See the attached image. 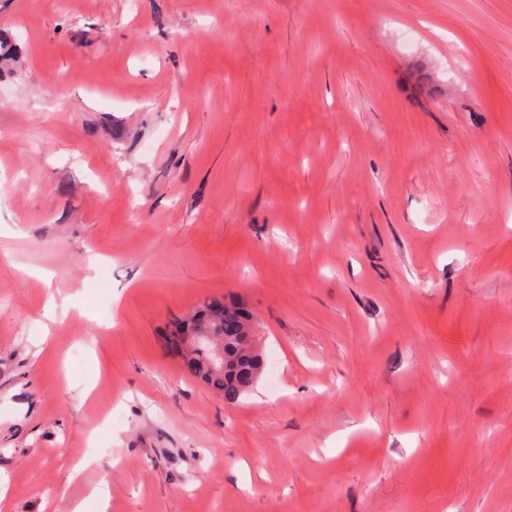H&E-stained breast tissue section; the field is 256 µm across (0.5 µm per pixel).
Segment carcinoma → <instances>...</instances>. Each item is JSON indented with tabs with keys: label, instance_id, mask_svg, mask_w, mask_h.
<instances>
[{
	"label": "carcinoma",
	"instance_id": "carcinoma-1",
	"mask_svg": "<svg viewBox=\"0 0 512 512\" xmlns=\"http://www.w3.org/2000/svg\"><path fill=\"white\" fill-rule=\"evenodd\" d=\"M251 314L240 303H224L213 300L188 318L173 323L168 337L181 335L192 324L201 334L224 332V353L232 357L238 366L220 372L214 346L203 341L193 350L181 352V363L188 375L202 380L220 394L227 406L237 405L255 387L264 369V357L260 349L242 344L240 337L251 331Z\"/></svg>",
	"mask_w": 512,
	"mask_h": 512
}]
</instances>
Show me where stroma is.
Wrapping results in <instances>:
<instances>
[{
  "mask_svg": "<svg viewBox=\"0 0 512 512\" xmlns=\"http://www.w3.org/2000/svg\"><path fill=\"white\" fill-rule=\"evenodd\" d=\"M208 297L235 406L163 338ZM0 480L512 512V0H0ZM208 309H221L223 316H207ZM251 314L240 303H224L213 300L203 305L202 309L195 311L187 319L177 320L173 329L166 336L167 342L171 337L177 336L179 348L184 343H195L193 350L181 352V363L188 375L201 379L212 390L220 394L224 404L237 405L242 398L248 395L255 387L264 369V357L260 349L250 344H242L240 336H246L251 331ZM188 324H193L200 334H214L224 330V353L232 357L238 366L235 370L228 369L220 372L216 362L214 346L209 341L200 340L205 336L193 333L181 336ZM199 343V344H198ZM224 353L219 352L221 368H227Z\"/></svg>",
  "mask_w": 512,
  "mask_h": 512,
  "instance_id": "obj_1",
  "label": "stroma"
}]
</instances>
